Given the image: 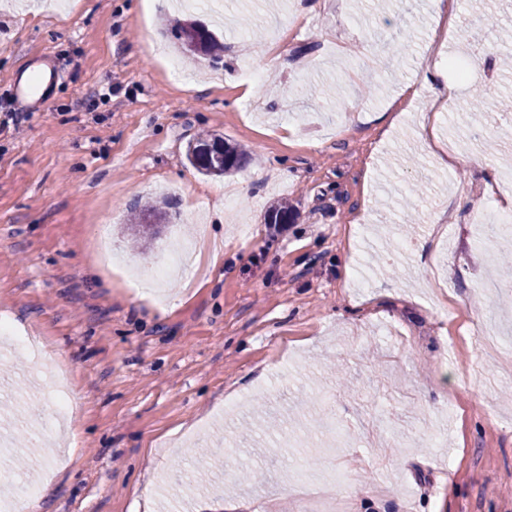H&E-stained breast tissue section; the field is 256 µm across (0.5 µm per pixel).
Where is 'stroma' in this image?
I'll return each mask as SVG.
<instances>
[{
    "mask_svg": "<svg viewBox=\"0 0 512 512\" xmlns=\"http://www.w3.org/2000/svg\"><path fill=\"white\" fill-rule=\"evenodd\" d=\"M461 15L470 36L447 48L492 62L495 147L467 140L459 87L441 131L463 161L442 171L416 132L427 91L395 129L376 120L421 75L432 0H0V320L70 366L76 403L58 413L27 353L0 360V419L45 423L14 440L16 498L314 512L335 472L347 512H512V281L493 262L512 233L477 175L512 174V0ZM179 21L206 24L223 63L181 53ZM43 55L60 78L14 128L10 80ZM203 133L251 160L200 174L186 150ZM282 199L297 218L279 232L264 216ZM163 204L133 246L132 208ZM169 243L194 255L145 292L133 269Z\"/></svg>",
    "mask_w": 512,
    "mask_h": 512,
    "instance_id": "obj_1",
    "label": "stroma"
}]
</instances>
